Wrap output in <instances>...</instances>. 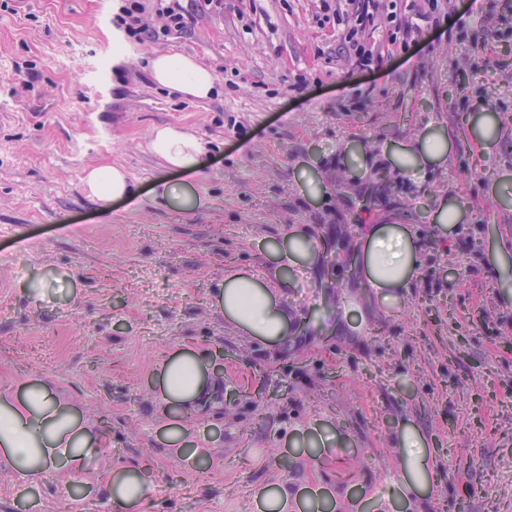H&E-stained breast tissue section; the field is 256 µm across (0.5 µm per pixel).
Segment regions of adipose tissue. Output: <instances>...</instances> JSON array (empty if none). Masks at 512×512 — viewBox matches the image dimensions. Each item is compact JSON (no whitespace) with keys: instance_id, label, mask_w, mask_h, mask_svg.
I'll use <instances>...</instances> for the list:
<instances>
[{"instance_id":"obj_1","label":"adipose tissue","mask_w":512,"mask_h":512,"mask_svg":"<svg viewBox=\"0 0 512 512\" xmlns=\"http://www.w3.org/2000/svg\"><path fill=\"white\" fill-rule=\"evenodd\" d=\"M149 68L157 84L178 93L207 99L215 92L212 70L193 57L157 52L150 57ZM148 146L166 169L188 175L202 166L205 147L194 133L156 127L149 132ZM447 152L446 136L429 130L414 146L394 152L390 160L406 173L442 161ZM82 183L89 197L105 203L135 195L126 172L114 165L90 168ZM321 249V240L304 227L289 233L275 252L278 261L295 266L314 261ZM418 253V242L402 225L371 226L357 254L363 288L374 289L384 302L399 297L417 275ZM288 284L284 269L264 281L232 270L214 288L213 303L237 329L266 344H278L294 327L284 302ZM217 357L214 351L188 348L169 355L156 369L162 412L169 419L166 437L190 461L207 459L208 452L190 440L179 420L200 414L222 392L224 379L215 368ZM103 447V432L90 428L81 411L47 381L24 377L0 387V468L20 481L32 485L51 474L77 475ZM398 447L407 496H423L436 475L420 432L400 428ZM151 491L147 471L137 465L113 469L106 486L114 512H139Z\"/></svg>"}]
</instances>
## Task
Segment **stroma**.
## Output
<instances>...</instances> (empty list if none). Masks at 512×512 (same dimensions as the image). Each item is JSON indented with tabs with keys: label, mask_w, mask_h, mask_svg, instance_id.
<instances>
[{
	"label": "stroma",
	"mask_w": 512,
	"mask_h": 512,
	"mask_svg": "<svg viewBox=\"0 0 512 512\" xmlns=\"http://www.w3.org/2000/svg\"><path fill=\"white\" fill-rule=\"evenodd\" d=\"M120 0H0V386L27 375L51 382L89 423L108 411L104 454L73 478L46 477L20 496L0 470V512H112L103 488L113 467L149 460L142 512H252L264 487L324 488L322 512H512V55L495 31L464 45L463 31L504 0H462L411 54L354 69L316 0H224L158 43L123 39ZM124 42L123 58L113 55ZM194 57L217 93L191 100L155 84L152 52ZM301 91H294L296 82ZM495 94L496 143L480 150L468 128L483 91ZM465 101L458 112L449 102ZM178 125L210 149L185 183L204 203L179 212L150 199L161 174L149 131ZM449 140L443 161L403 174L389 153L427 126ZM371 156L356 166L345 147ZM118 165L133 200L90 198V167ZM369 222L407 228L420 269L397 313L363 304L352 260L361 194ZM458 200L446 235L436 201ZM309 225L323 258L287 289L295 328L271 346L210 305L226 266L268 277L269 242ZM473 234L474 267L457 241ZM68 273L46 303L19 288L32 272ZM362 304L358 331L340 332L342 303ZM498 324L487 336L482 322ZM222 348L225 393L241 397L188 419L208 445L204 470L168 443L149 382L185 346ZM416 428L437 472L406 507L395 444Z\"/></svg>",
	"instance_id": "1"
}]
</instances>
